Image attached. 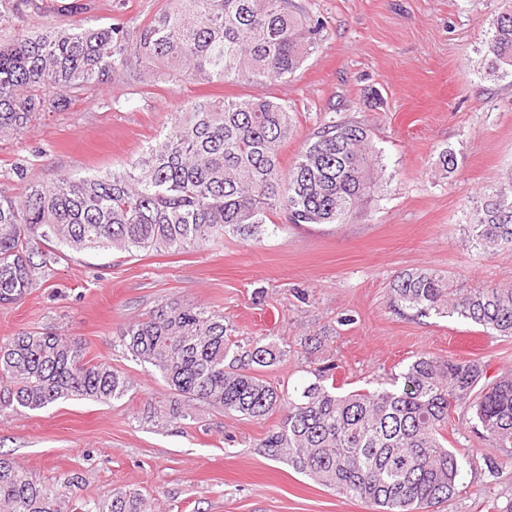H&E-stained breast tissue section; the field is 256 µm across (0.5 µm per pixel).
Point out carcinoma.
Listing matches in <instances>:
<instances>
[{
  "label": "carcinoma",
  "mask_w": 512,
  "mask_h": 512,
  "mask_svg": "<svg viewBox=\"0 0 512 512\" xmlns=\"http://www.w3.org/2000/svg\"><path fill=\"white\" fill-rule=\"evenodd\" d=\"M137 28L66 22L0 45V136H19L33 114L66 95L120 75L137 81L160 64L207 83L286 80L315 52L323 23L295 0H174ZM477 72L512 79V0L491 14ZM293 129L288 108L269 98L191 101L162 136L126 167L32 182L17 197L0 184V304L22 300L57 254L73 251L178 253L230 235L258 242L269 215L290 224H344L370 196L378 165L369 130L356 121L320 125L283 172L281 146ZM464 245L484 256L512 249V171L474 201ZM393 302L420 315L456 314L512 337V286L460 288L435 270L405 271ZM119 345L171 391L161 423L196 420L193 402L279 422L257 447L272 460L382 512H422L450 499L461 450L444 445L451 411L465 405L489 448L512 449V372L493 380L477 361L415 358L371 391L341 390L329 364L285 391L263 372L286 350L262 336L231 339L224 314L170 300L128 323ZM85 345L50 329L0 339V412L37 410L60 399L118 401L134 390L124 373L86 358ZM134 489L66 508L65 492L0 455V512H145Z\"/></svg>",
  "instance_id": "cac0c4a2"
}]
</instances>
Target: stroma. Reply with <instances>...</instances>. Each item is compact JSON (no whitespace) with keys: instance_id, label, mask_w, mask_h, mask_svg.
<instances>
[{"instance_id":"obj_1","label":"stroma","mask_w":512,"mask_h":512,"mask_svg":"<svg viewBox=\"0 0 512 512\" xmlns=\"http://www.w3.org/2000/svg\"><path fill=\"white\" fill-rule=\"evenodd\" d=\"M72 0H22L0 18V43L63 23ZM75 21L142 27L173 0H84ZM323 20L322 45L285 82H111L36 113L25 133L0 137V183L20 195L64 173L118 170L159 137L188 101L271 97L294 118L281 149L294 163L311 132L330 120L371 131L380 156L374 194L344 224L287 223L271 215L260 243L237 238L180 253L65 251L18 303L0 305V338L54 328L87 355L124 372L131 397L108 404L61 399L0 414V453L50 483L76 478L69 499L136 489L152 512H375L268 459L259 441L278 422L202 406L196 422L138 421L163 405V381L123 353L118 333L176 299L223 313L240 344L271 336L288 350L266 376L282 386L336 364L345 390H371L417 355L476 360L494 377L512 370V338L457 316L399 308L391 283L404 270L434 269L470 287L512 285V250H467L460 228L472 197L512 170V80L475 74L472 62L499 0H297ZM458 166L445 172L444 151ZM24 166L26 180L14 178ZM318 338L317 347L305 346ZM445 437L466 452L456 494L435 512H501L512 501V452L486 447L471 416L456 410ZM495 468H488L486 458Z\"/></svg>"}]
</instances>
